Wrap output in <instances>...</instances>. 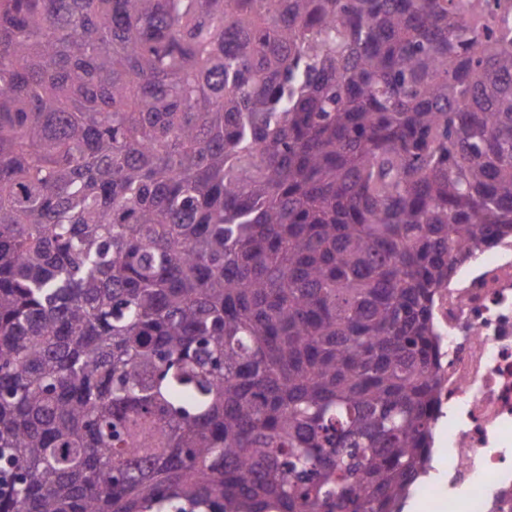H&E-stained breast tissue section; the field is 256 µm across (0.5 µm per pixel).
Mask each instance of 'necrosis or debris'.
<instances>
[{"mask_svg":"<svg viewBox=\"0 0 512 512\" xmlns=\"http://www.w3.org/2000/svg\"><path fill=\"white\" fill-rule=\"evenodd\" d=\"M432 313L447 453L417 491L444 512H512V236L458 264Z\"/></svg>","mask_w":512,"mask_h":512,"instance_id":"obj_1","label":"necrosis or debris"}]
</instances>
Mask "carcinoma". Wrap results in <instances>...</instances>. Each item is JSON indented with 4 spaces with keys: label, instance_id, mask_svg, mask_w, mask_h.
Segmentation results:
<instances>
[{
    "label": "carcinoma",
    "instance_id": "carcinoma-1",
    "mask_svg": "<svg viewBox=\"0 0 512 512\" xmlns=\"http://www.w3.org/2000/svg\"><path fill=\"white\" fill-rule=\"evenodd\" d=\"M511 235L512 0H0V512H401Z\"/></svg>",
    "mask_w": 512,
    "mask_h": 512
}]
</instances>
